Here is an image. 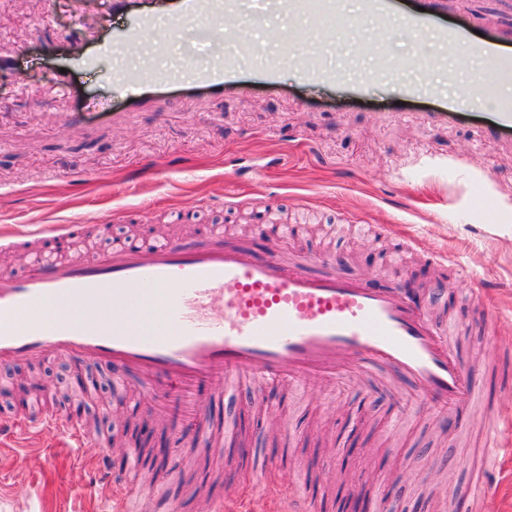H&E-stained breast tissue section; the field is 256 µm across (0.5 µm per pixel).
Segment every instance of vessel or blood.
I'll use <instances>...</instances> for the list:
<instances>
[{"label": "vessel or blood", "mask_w": 512, "mask_h": 512, "mask_svg": "<svg viewBox=\"0 0 512 512\" xmlns=\"http://www.w3.org/2000/svg\"><path fill=\"white\" fill-rule=\"evenodd\" d=\"M235 0H114L117 11L133 21L112 33L114 45L137 43L161 11L208 20L206 35L215 48L206 60L193 62L199 83L245 93L239 75V49L225 50L224 19ZM408 18L430 33L436 62L448 63V48L465 45L477 57L492 59L495 80L512 86V41L497 30L473 34L471 26L441 24L442 0H413ZM360 11L376 24L401 10V0H360ZM155 49L142 52L137 66L121 70L124 81L137 83L153 67ZM303 78L313 84L335 82L323 68L320 52L290 57ZM252 211L268 238L298 236L300 225L272 217L265 203ZM75 235L71 224H41L17 234L18 243L34 255L26 274L0 268V367L26 357L39 362L58 355L81 362H108L115 376L142 375L146 390L160 395L179 392L184 411L194 416L192 437L174 441L178 459H207L219 430L198 403L204 383L247 376L298 385L315 377L333 380L390 366L411 380L430 406L462 421L465 405L475 396L471 373L451 336L465 325L433 320L423 304L410 300L404 288H370L338 275L335 266L321 274L308 270L309 260L271 251L259 253L230 243L221 228L203 227L195 241L160 238L148 246L118 240L104 255L69 257ZM71 299L99 301L111 316L82 315L59 322L54 308ZM29 431L52 430L64 443L84 446L89 439L74 418H63L33 401L23 405ZM127 465L112 468V448L103 446L89 469L90 484L124 512L131 474L144 464L137 443L126 450ZM239 468H254L272 512H322L324 505L309 486L280 482V463L254 467L240 451ZM231 476L215 478L208 512H237L243 492H223Z\"/></svg>", "instance_id": "vessel-or-blood-1"}]
</instances>
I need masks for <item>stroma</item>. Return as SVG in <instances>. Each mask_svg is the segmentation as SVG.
<instances>
[{"instance_id": "obj_1", "label": "stroma", "mask_w": 512, "mask_h": 512, "mask_svg": "<svg viewBox=\"0 0 512 512\" xmlns=\"http://www.w3.org/2000/svg\"><path fill=\"white\" fill-rule=\"evenodd\" d=\"M98 0L84 14L80 0H0V44L12 50L0 68V233L20 224H87L92 218L147 202V223L173 237H191V224H172L176 207L201 211L235 236L252 232L250 202L266 199L280 222H309L307 236L277 243L278 252L344 259L346 274L363 281L413 283L427 309L452 313L477 332L459 348L478 368L477 397L462 427H446L419 393L387 368L343 380H311L288 391L282 384L255 392L209 389L199 399L230 435L209 460L183 458L170 496L183 512H203L201 496L233 450L247 448L256 464L287 459L289 469L321 473L325 502L342 499L355 476L383 485L394 512H512V129L493 128L491 107L500 91L448 116L443 97L411 98L400 83L366 85L355 95L342 85L310 88L291 68L272 83H251L240 97L194 83L184 75L191 54L202 53L192 26L166 33L168 49L156 68L183 74L182 82H110V52L92 70L72 67L69 81L54 71L66 48L108 43L130 14ZM345 24L334 30L324 66L387 39L394 56L427 59L431 35L396 25L381 31L346 0ZM266 0H246L234 30L266 52L280 54L289 33L301 44L321 38L304 20L251 22ZM450 22L473 9L483 24L512 23V0H449ZM106 110H86L89 100ZM401 232L410 246L398 269L386 268L382 243L368 225ZM457 264L448 280L436 257ZM38 382L60 409L81 400L86 417L113 448L153 432L147 474L132 512H154L155 465L166 456L163 437L180 430L163 420L143 392L139 375L115 381L112 370L66 356L19 359L0 369V407L22 395V381ZM0 447V512H110L92 495L79 465L98 448L57 444L52 433ZM294 434L296 443L279 441ZM499 445L488 470L486 450Z\"/></svg>"}]
</instances>
